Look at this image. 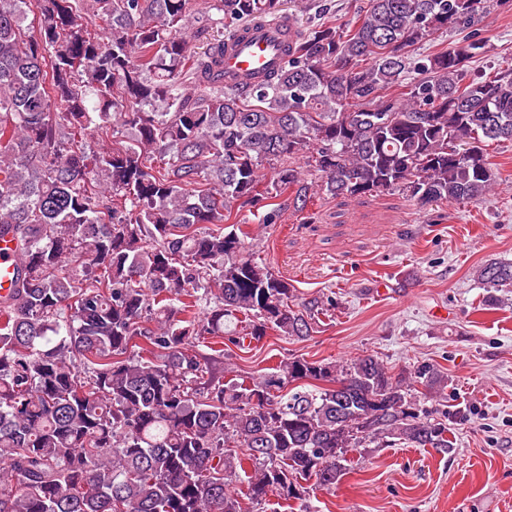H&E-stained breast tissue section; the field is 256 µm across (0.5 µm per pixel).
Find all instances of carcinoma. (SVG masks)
Returning a JSON list of instances; mask_svg holds the SVG:
<instances>
[{
  "label": "carcinoma",
  "mask_w": 512,
  "mask_h": 512,
  "mask_svg": "<svg viewBox=\"0 0 512 512\" xmlns=\"http://www.w3.org/2000/svg\"><path fill=\"white\" fill-rule=\"evenodd\" d=\"M193 2L0 0V234L21 249L0 296V512H250L336 485L356 448H450L410 401L443 383L432 365L295 357L226 381L224 348L303 340L325 311L252 256L243 209L276 224L325 197L492 191L512 70L467 80L475 34L414 55L482 0H368L232 87L224 41L285 0H208L198 27ZM475 278L512 288V262Z\"/></svg>",
  "instance_id": "cac0c4a2"
}]
</instances>
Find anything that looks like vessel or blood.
<instances>
[{"instance_id":"vessel-or-blood-1","label":"vessel or blood","mask_w":512,"mask_h":512,"mask_svg":"<svg viewBox=\"0 0 512 512\" xmlns=\"http://www.w3.org/2000/svg\"><path fill=\"white\" fill-rule=\"evenodd\" d=\"M295 33L293 24L285 20L243 27L224 50L225 86L248 82L251 75L281 64L283 46L292 41ZM17 265L13 241L0 236V295L9 292Z\"/></svg>"}]
</instances>
